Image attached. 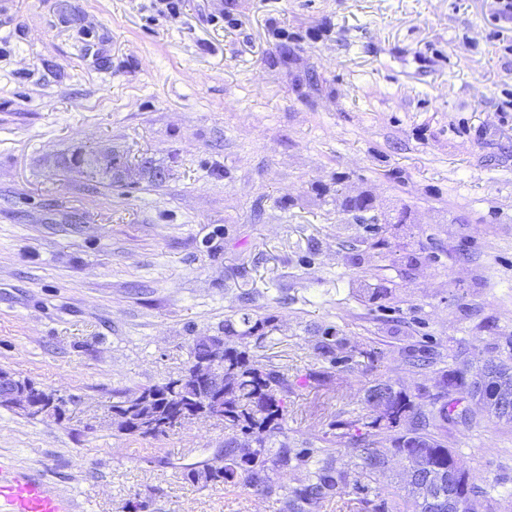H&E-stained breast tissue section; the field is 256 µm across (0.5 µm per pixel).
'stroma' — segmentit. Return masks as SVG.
<instances>
[{
	"label": "stroma",
	"mask_w": 512,
	"mask_h": 512,
	"mask_svg": "<svg viewBox=\"0 0 512 512\" xmlns=\"http://www.w3.org/2000/svg\"><path fill=\"white\" fill-rule=\"evenodd\" d=\"M496 8L0 0V370L70 400L60 422L0 406V457L77 512L138 493L154 512H287L182 481L222 424L123 436L114 392L177 375L225 320L270 315L251 352L287 373L288 444L306 448L377 382L426 410L441 371L512 360V23ZM105 151L121 181L74 163ZM329 326L346 358L320 379ZM421 350L430 365L411 367ZM471 413L442 434L479 512H512V422ZM334 446L406 499L399 460L373 478Z\"/></svg>",
	"instance_id": "1"
}]
</instances>
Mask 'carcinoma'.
Segmentation results:
<instances>
[{
  "label": "carcinoma",
  "mask_w": 512,
  "mask_h": 512,
  "mask_svg": "<svg viewBox=\"0 0 512 512\" xmlns=\"http://www.w3.org/2000/svg\"><path fill=\"white\" fill-rule=\"evenodd\" d=\"M270 316L242 317L245 329L238 331L232 321L224 324V333L241 339L238 347L212 349L195 343L189 351L182 374L135 389L120 397L112 409L127 416L117 431L129 437L159 438L177 430L183 411L198 413V418H213L224 423V447L193 463L178 466L182 478L206 487H224L228 492L252 490L264 496H278L288 502V512H322L333 501L354 490L368 500L380 499L381 512H478L474 486L469 482L454 451L441 436L430 429V421L448 423L463 417L461 408L472 389H481V405L488 416L503 417L497 407L500 385L512 382V364L488 359L473 372L451 373L447 386L454 390L448 400L429 413L414 414L410 396L388 381L367 388L364 404L372 412L339 424L329 423L322 442L339 435L348 439L358 452L363 469L375 475L383 471L389 459L398 457L418 462L423 476L435 474L441 483L422 492L416 482L408 499L397 503L385 496L379 486L359 485L341 464L334 449L325 447L291 448L284 425L287 420L288 379L284 373L262 368L250 354L247 339L265 337L272 331ZM317 349L329 366L345 359V346L331 327L324 329ZM208 358L222 373L220 384L203 393L195 376V361ZM16 390L27 392L32 400L48 403L54 393L27 378H13ZM386 395L382 405L374 395ZM367 428L361 432V428ZM341 433H335V430Z\"/></svg>",
  "instance_id": "cac0c4a2"
}]
</instances>
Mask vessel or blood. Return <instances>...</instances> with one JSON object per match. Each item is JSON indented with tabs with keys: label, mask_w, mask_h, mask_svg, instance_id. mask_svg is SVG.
I'll list each match as a JSON object with an SVG mask.
<instances>
[{
	"label": "vessel or blood",
	"mask_w": 512,
	"mask_h": 512,
	"mask_svg": "<svg viewBox=\"0 0 512 512\" xmlns=\"http://www.w3.org/2000/svg\"><path fill=\"white\" fill-rule=\"evenodd\" d=\"M76 508L71 496L0 459V512H76Z\"/></svg>",
	"instance_id": "obj_1"
}]
</instances>
